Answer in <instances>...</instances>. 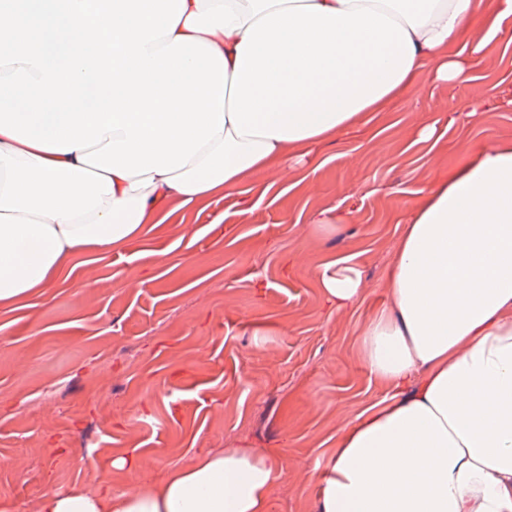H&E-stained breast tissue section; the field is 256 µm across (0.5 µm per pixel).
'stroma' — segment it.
Segmentation results:
<instances>
[{"mask_svg":"<svg viewBox=\"0 0 512 512\" xmlns=\"http://www.w3.org/2000/svg\"><path fill=\"white\" fill-rule=\"evenodd\" d=\"M484 34L467 82L422 75L416 98L317 145L287 179L255 174L0 304V512L157 485L220 448L275 458L271 512H316L342 414L388 394L357 334L387 301L407 216L475 150L512 142V16ZM461 98L475 116L451 111ZM342 258L365 292L339 311L319 275Z\"/></svg>","mask_w":512,"mask_h":512,"instance_id":"obj_1","label":"stroma"}]
</instances>
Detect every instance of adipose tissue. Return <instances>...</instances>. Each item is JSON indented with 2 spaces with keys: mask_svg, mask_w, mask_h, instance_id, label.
<instances>
[{
  "mask_svg": "<svg viewBox=\"0 0 512 512\" xmlns=\"http://www.w3.org/2000/svg\"><path fill=\"white\" fill-rule=\"evenodd\" d=\"M509 15L512 0H186L176 35L228 63L226 130L271 152L184 194L153 172L122 178L0 134V304L51 287L81 254L131 246L169 203L287 176L314 145L412 97L422 74L464 81L476 21L494 33ZM320 284L340 309L364 292L341 260ZM385 288L357 343L391 393L337 434L318 512H512V144L437 180L406 219ZM275 471L256 449L211 451L159 486L55 493L38 512H270Z\"/></svg>",
  "mask_w": 512,
  "mask_h": 512,
  "instance_id": "1",
  "label": "adipose tissue"
}]
</instances>
